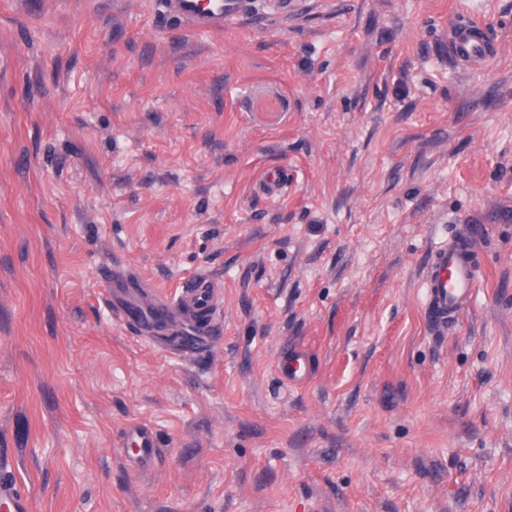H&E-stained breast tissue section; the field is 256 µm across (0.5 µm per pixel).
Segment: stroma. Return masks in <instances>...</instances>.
Wrapping results in <instances>:
<instances>
[{
	"label": "stroma",
	"mask_w": 512,
	"mask_h": 512,
	"mask_svg": "<svg viewBox=\"0 0 512 512\" xmlns=\"http://www.w3.org/2000/svg\"><path fill=\"white\" fill-rule=\"evenodd\" d=\"M466 12L493 41L471 66ZM465 224L475 298L433 336L423 269ZM115 264L161 293L209 273L207 344L113 326ZM0 474L31 512H512V0L221 34L160 0H0ZM283 372L292 382L302 380L310 373V364L306 357L298 351L288 350L281 358ZM134 442L140 447L138 457L134 460L135 465L143 466L148 464L157 455V438L153 429L145 424H133L126 431Z\"/></svg>",
	"instance_id": "stroma-1"
}]
</instances>
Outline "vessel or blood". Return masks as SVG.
I'll use <instances>...</instances> for the list:
<instances>
[{"label":"vessel or blood","instance_id":"vessel-or-blood-1","mask_svg":"<svg viewBox=\"0 0 512 512\" xmlns=\"http://www.w3.org/2000/svg\"><path fill=\"white\" fill-rule=\"evenodd\" d=\"M163 13L170 19L199 29L220 33L250 12L249 0H163ZM450 51L461 61H478L488 56L490 41L477 20H468L456 31ZM478 232L470 225L460 227L448 237L446 245L434 252L425 268L426 297L424 316L429 330L437 336L448 333L461 313L471 304L478 285ZM113 320L134 326L145 341H153L160 329L170 328L178 336L176 352L192 349L196 343L193 326L198 314L214 318L222 289L218 282L199 274L172 295L147 298L146 284L138 276L112 272L103 280ZM283 372L290 381L302 380L310 371L306 357L288 350L281 358ZM127 434L139 446L135 460L142 466L157 454V438L144 424L129 426ZM0 499L8 501L13 512H29L28 495L16 483L0 480Z\"/></svg>","mask_w":512,"mask_h":512}]
</instances>
